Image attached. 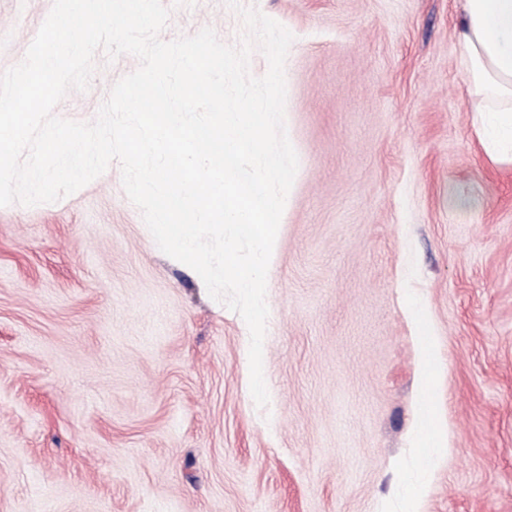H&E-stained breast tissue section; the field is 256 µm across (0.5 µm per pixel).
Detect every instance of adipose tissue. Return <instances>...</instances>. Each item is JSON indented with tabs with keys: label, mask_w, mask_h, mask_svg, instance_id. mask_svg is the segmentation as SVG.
Instances as JSON below:
<instances>
[{
	"label": "adipose tissue",
	"mask_w": 512,
	"mask_h": 512,
	"mask_svg": "<svg viewBox=\"0 0 512 512\" xmlns=\"http://www.w3.org/2000/svg\"><path fill=\"white\" fill-rule=\"evenodd\" d=\"M460 44L483 151L512 164V0H463Z\"/></svg>",
	"instance_id": "adipose-tissue-1"
}]
</instances>
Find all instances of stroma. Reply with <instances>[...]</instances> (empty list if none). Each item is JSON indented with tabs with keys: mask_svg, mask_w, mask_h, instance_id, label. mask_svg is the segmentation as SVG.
Instances as JSON below:
<instances>
[{
	"mask_svg": "<svg viewBox=\"0 0 512 512\" xmlns=\"http://www.w3.org/2000/svg\"><path fill=\"white\" fill-rule=\"evenodd\" d=\"M172 41L227 0H163ZM293 35L298 170L249 330L157 246L119 162L0 207V512H512V165L488 162L461 0H241ZM53 0H0V73ZM139 66L95 57L57 117Z\"/></svg>",
	"mask_w": 512,
	"mask_h": 512,
	"instance_id": "stroma-1",
	"label": "stroma"
}]
</instances>
